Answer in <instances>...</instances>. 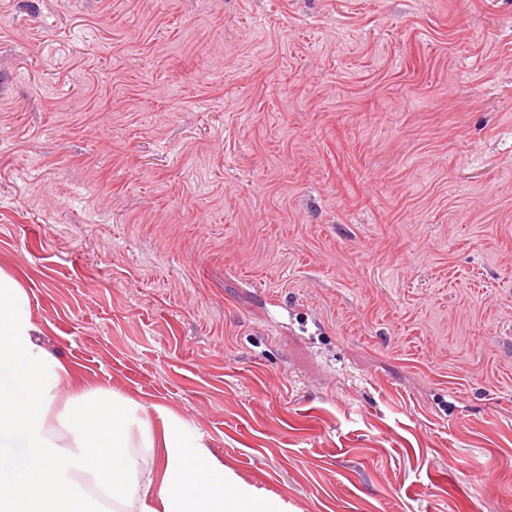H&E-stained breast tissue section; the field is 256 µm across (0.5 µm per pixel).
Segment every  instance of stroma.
<instances>
[{"mask_svg":"<svg viewBox=\"0 0 512 512\" xmlns=\"http://www.w3.org/2000/svg\"><path fill=\"white\" fill-rule=\"evenodd\" d=\"M0 268L296 512H512V0H0Z\"/></svg>","mask_w":512,"mask_h":512,"instance_id":"35a3bbf8","label":"stroma"}]
</instances>
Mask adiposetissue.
<instances>
[{"label": "adipose tissue", "instance_id": "adipose-tissue-1", "mask_svg": "<svg viewBox=\"0 0 512 512\" xmlns=\"http://www.w3.org/2000/svg\"><path fill=\"white\" fill-rule=\"evenodd\" d=\"M38 331L23 286L0 269V439L25 442L22 455H0V512H70L90 486L113 512H289L205 444H189L177 417L77 376ZM98 419L111 424L113 449L83 473Z\"/></svg>", "mask_w": 512, "mask_h": 512}]
</instances>
